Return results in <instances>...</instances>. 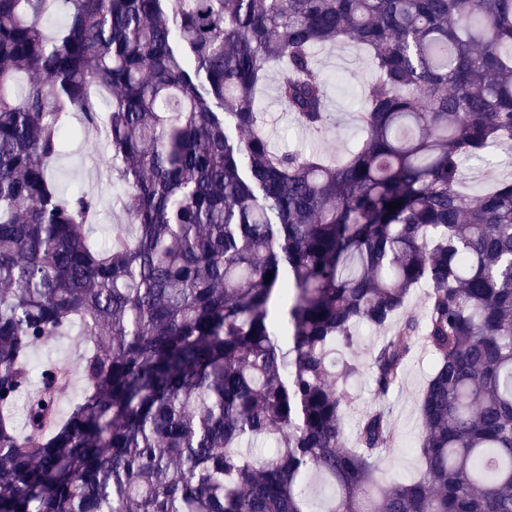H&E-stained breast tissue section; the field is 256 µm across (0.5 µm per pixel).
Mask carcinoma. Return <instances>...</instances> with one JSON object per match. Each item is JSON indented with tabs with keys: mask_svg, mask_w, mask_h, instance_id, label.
Here are the masks:
<instances>
[{
	"mask_svg": "<svg viewBox=\"0 0 512 512\" xmlns=\"http://www.w3.org/2000/svg\"><path fill=\"white\" fill-rule=\"evenodd\" d=\"M328 46L373 71L336 164L274 150L257 96L275 71L322 131ZM95 90L132 235L95 238L99 201L49 174ZM502 141L512 0H0V512H313L312 473L323 512H512V175L460 190ZM362 325L380 395L434 357L404 482L375 479L385 408L340 445ZM73 334L77 361L32 365Z\"/></svg>",
	"mask_w": 512,
	"mask_h": 512,
	"instance_id": "obj_1",
	"label": "carcinoma"
}]
</instances>
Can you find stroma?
I'll return each instance as SVG.
<instances>
[{
    "label": "stroma",
    "instance_id": "stroma-1",
    "mask_svg": "<svg viewBox=\"0 0 512 512\" xmlns=\"http://www.w3.org/2000/svg\"><path fill=\"white\" fill-rule=\"evenodd\" d=\"M318 60L327 78L331 112V120L324 130L311 133L301 128L276 99L273 82H266L260 104L266 119L273 123L267 136L275 149L288 152L314 148L336 161L363 139L352 112L359 104L361 86L370 77L371 69L365 54L353 47L322 49ZM61 124L68 134L65 152L50 165L57 187L64 192L80 189L100 199L102 221L97 225L98 234L109 233L112 225L129 223V216L120 206L125 187L107 175L110 160L101 128L88 125L83 113L73 110L63 115ZM381 339V333L369 328L359 330L353 350L359 372L352 383L353 402L344 417L343 444L353 445L356 424L365 411L378 406L388 409L395 441L390 452L377 463L378 480L386 483L414 476L419 469L417 399L431 372L433 359L424 347H417L399 385L385 397H378L371 351Z\"/></svg>",
    "mask_w": 512,
    "mask_h": 512
}]
</instances>
